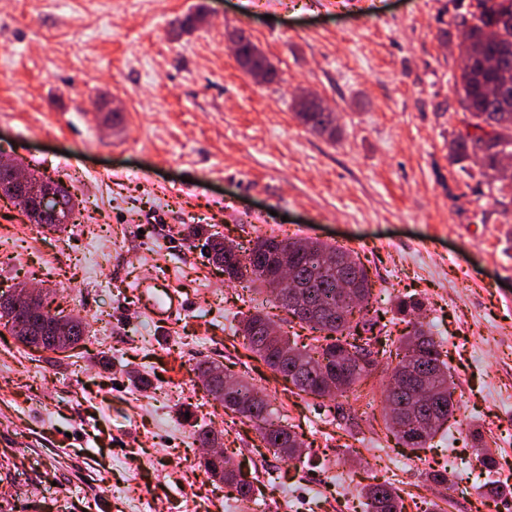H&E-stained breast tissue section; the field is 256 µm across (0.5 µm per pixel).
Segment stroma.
Here are the masks:
<instances>
[{
  "label": "stroma",
  "mask_w": 512,
  "mask_h": 512,
  "mask_svg": "<svg viewBox=\"0 0 512 512\" xmlns=\"http://www.w3.org/2000/svg\"><path fill=\"white\" fill-rule=\"evenodd\" d=\"M474 5L0 0V159L79 202L76 223L50 231L0 199V291L39 289L88 320L65 353L0 326V512H238L235 491L200 466L196 424L253 481L256 512H364L360 488L383 481L405 512H512L494 492L512 484V191H478L448 158L463 119L460 20ZM239 35L273 81L239 65ZM303 91L335 112L336 141L297 119ZM189 224L204 235H183ZM259 233L350 245L391 341L405 328L396 302L420 301L460 417L426 447L403 446L383 411L393 357L357 396L289 393L235 334L263 294L225 281L205 251L207 235L245 248ZM148 274L189 311L169 323L142 311L133 287ZM204 360L267 394L305 455L265 448L205 390ZM441 470L456 495L428 480ZM239 41L241 42V45L236 58L241 67L249 73L252 65H264L270 75V79L268 81H272L276 77L277 71L267 56L248 38L240 35Z\"/></svg>",
  "instance_id": "1"
}]
</instances>
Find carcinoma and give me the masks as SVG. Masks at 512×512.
I'll return each mask as SVG.
<instances>
[{"label": "carcinoma", "instance_id": "obj_1", "mask_svg": "<svg viewBox=\"0 0 512 512\" xmlns=\"http://www.w3.org/2000/svg\"><path fill=\"white\" fill-rule=\"evenodd\" d=\"M487 2L477 0L475 10L469 12V17L462 18V24L468 27L474 40V49L469 65L455 78V86L465 120L476 127H493L496 134L485 143L460 135L452 139L449 159L466 173L473 167L480 173L492 169L501 156L512 155V123H502L501 103L489 93L496 73L485 66L491 58L512 66V27L491 30ZM239 41L237 61L241 67L248 72L251 66L261 64L267 68L270 78H275L276 68L262 50L244 36ZM295 112L299 121L311 131L319 135L325 133L324 113L298 105ZM48 187L55 199L48 203L42 224L50 229H61L63 225L55 222L54 208L72 216L77 200L67 187L57 182L48 181ZM206 244L213 263L224 271L225 276L233 280L250 279L258 284L259 290L272 293L277 306L288 316L323 336L320 344L300 347L284 325L268 314L256 311L244 315L238 322L237 331L247 340L250 350L274 373L298 391L322 397L331 386L340 394L348 391L368 372L363 362L370 360L372 355L377 321L364 316L354 319L355 312L368 305L372 284L367 269L353 251L323 242L307 247L300 240L274 235L256 236L245 250L213 235L207 237ZM285 251L301 287L295 290L283 288L278 293L275 282ZM242 252L253 255L256 262L243 263L238 258ZM396 310L408 318L409 331L401 340L404 355L394 370L410 367L413 375L408 379L407 391H391L394 407L387 413L388 426L402 442L410 439L411 447L422 448L448 424L458 405L449 381L448 362L442 358L440 345L419 321L421 303L401 300ZM12 314L25 325L26 333L18 339L28 347L63 353L75 349L84 339L86 323L78 315L71 318L65 341L57 345L50 312L17 310L0 303V320ZM195 371L207 391L222 398L223 367L216 362H200ZM234 393L233 402L224 407L252 421L264 447L274 449V453L289 460L302 457L306 451L304 442L295 433L270 421L272 410L262 394L244 380L235 382ZM200 466L210 477L234 488L237 498L249 500L255 495L254 485L238 481L232 471L224 468V460L203 461ZM360 493L367 500V512H403L402 499L388 482L367 484Z\"/></svg>", "mask_w": 512, "mask_h": 512}]
</instances>
